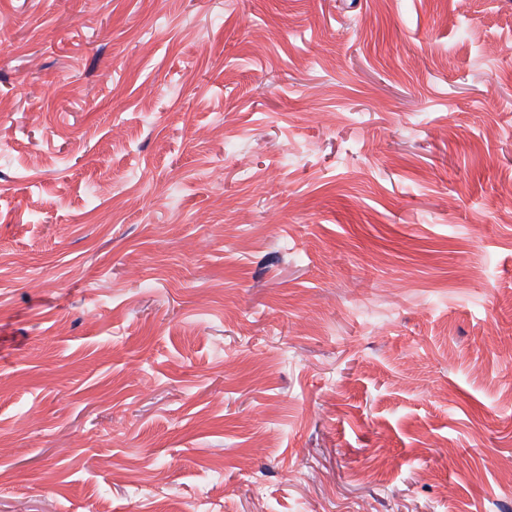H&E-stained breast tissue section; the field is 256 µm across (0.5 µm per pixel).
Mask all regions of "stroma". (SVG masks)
<instances>
[{
    "instance_id": "obj_1",
    "label": "stroma",
    "mask_w": 512,
    "mask_h": 512,
    "mask_svg": "<svg viewBox=\"0 0 512 512\" xmlns=\"http://www.w3.org/2000/svg\"><path fill=\"white\" fill-rule=\"evenodd\" d=\"M511 183L512 0H0V512H512Z\"/></svg>"
}]
</instances>
